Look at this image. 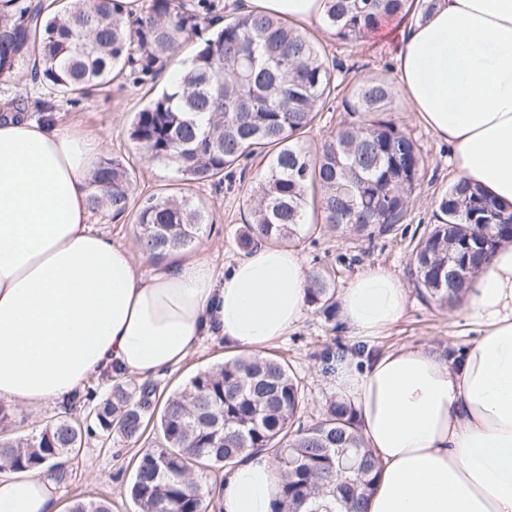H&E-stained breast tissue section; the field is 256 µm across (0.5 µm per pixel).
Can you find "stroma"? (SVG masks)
Segmentation results:
<instances>
[{
  "label": "stroma",
  "mask_w": 512,
  "mask_h": 512,
  "mask_svg": "<svg viewBox=\"0 0 512 512\" xmlns=\"http://www.w3.org/2000/svg\"><path fill=\"white\" fill-rule=\"evenodd\" d=\"M401 26V21H393L383 30L371 33L364 43L350 51L340 47L336 39L322 31L319 25H310L309 30L345 64H357L358 79L384 76L392 80L396 77L395 57ZM167 82V77L161 76L135 86L119 79L93 92L76 107L61 97L52 99L55 106L53 118L57 123L95 136L100 142L99 158H116L135 169L134 197L139 201L179 188L172 169L146 161L127 136L132 113ZM393 113L419 139L426 157V174L413 197L404 229L371 244L351 232L328 231L305 239L296 249L303 256L307 271L321 268L334 272L336 288L340 291L367 268L378 265L389 269L407 288V307L400 319L379 336L359 339L351 336L346 326H332L315 307L309 306L287 336L269 345V353L284 357L299 381L302 404L298 417L300 423L306 425L315 421L324 407L336 398L333 373L326 370L318 357L324 344L337 340L346 349H362V357L366 360L390 349L429 344L453 357L471 338L463 308L442 309L422 299L411 274L412 235L415 229L432 223L436 197L457 177L451 163V148L425 127L417 113L405 108L402 100H394ZM257 172V166L247 167L232 192L209 184L194 185L189 190L209 216L192 253L207 258L216 273H223L241 255L237 234L247 215L246 193ZM96 227L131 251L139 272L159 269V262L140 252L131 218L115 219L110 213L100 212L96 215ZM238 352V347L225 344L220 337H204L177 370L157 377V402H164L197 372ZM161 442L160 433L152 427L136 443L124 442L116 435L88 438L72 462L68 483L58 488L59 512H69L78 493L107 498L112 503V512H136L128 488L137 458L142 452L157 448Z\"/></svg>",
  "instance_id": "1"
}]
</instances>
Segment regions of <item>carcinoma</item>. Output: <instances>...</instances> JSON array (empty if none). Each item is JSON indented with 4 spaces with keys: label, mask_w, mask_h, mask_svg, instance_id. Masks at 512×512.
<instances>
[{
    "label": "carcinoma",
    "mask_w": 512,
    "mask_h": 512,
    "mask_svg": "<svg viewBox=\"0 0 512 512\" xmlns=\"http://www.w3.org/2000/svg\"><path fill=\"white\" fill-rule=\"evenodd\" d=\"M434 0H326L320 27L349 49L385 18ZM211 0H150L129 20L112 0H4L0 5V78L32 63L34 83L70 103L112 83L129 69L156 78L186 40L199 37L177 81L132 113L128 138L145 158L172 168L185 185L235 189L241 162L262 173L246 199L237 245L294 243L322 228L354 232L368 241L405 223L425 174L412 133L392 115L394 89L385 77L354 82L342 97L347 118L315 149L304 136L337 98V57L313 34L288 20L239 13L220 16ZM133 173L117 159L95 168L89 205L118 218L133 217L137 243L149 258L190 249L207 221L188 191L151 196L133 206ZM435 223L412 249L415 284L441 308L458 307L473 277L512 241V206L458 179L437 198ZM466 268L448 279V260ZM307 304L335 315L334 282L307 276ZM157 386L117 383L105 398L74 394L37 433L14 436L0 407V464L41 472L56 460L57 484L85 438L116 433L140 440L154 418ZM299 382L273 354L240 353L195 374L164 402L159 448L137 462L130 495L138 512H205L195 469L219 472L259 453L278 464L281 493L274 512H365L375 490L378 460L366 444L355 409L330 402L308 426L295 425ZM70 512H112L104 499L74 500Z\"/></svg>",
    "instance_id": "carcinoma-1"
}]
</instances>
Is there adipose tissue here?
<instances>
[{
  "label": "adipose tissue",
  "mask_w": 512,
  "mask_h": 512,
  "mask_svg": "<svg viewBox=\"0 0 512 512\" xmlns=\"http://www.w3.org/2000/svg\"><path fill=\"white\" fill-rule=\"evenodd\" d=\"M312 24L324 0H245ZM407 107L452 149L462 178L512 204V0H437L401 33ZM99 150L49 115L0 116V404L60 403L105 371L147 379L177 369L202 337L261 351L297 325L307 275L293 248L261 244L216 276L205 257L143 275L129 249L92 229ZM475 337L460 356L400 347L333 376L381 466L368 512H512V242L466 295ZM396 274L372 267L341 314L371 337L404 313ZM279 477L259 455L221 491L224 512H273ZM0 512H58L57 483L0 469Z\"/></svg>",
  "instance_id": "adipose-tissue-1"
}]
</instances>
